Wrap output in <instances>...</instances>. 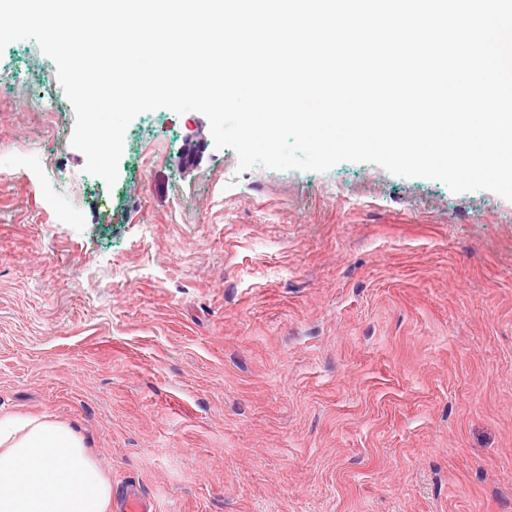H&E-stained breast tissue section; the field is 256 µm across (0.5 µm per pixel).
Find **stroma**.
<instances>
[{
    "instance_id": "obj_1",
    "label": "stroma",
    "mask_w": 512,
    "mask_h": 512,
    "mask_svg": "<svg viewBox=\"0 0 512 512\" xmlns=\"http://www.w3.org/2000/svg\"><path fill=\"white\" fill-rule=\"evenodd\" d=\"M37 42L0 52V418L156 512H512V201L238 168L134 118L114 186Z\"/></svg>"
}]
</instances>
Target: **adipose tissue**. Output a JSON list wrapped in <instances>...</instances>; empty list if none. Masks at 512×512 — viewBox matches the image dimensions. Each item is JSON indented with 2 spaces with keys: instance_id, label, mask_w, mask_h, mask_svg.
Here are the masks:
<instances>
[{
  "instance_id": "adipose-tissue-1",
  "label": "adipose tissue",
  "mask_w": 512,
  "mask_h": 512,
  "mask_svg": "<svg viewBox=\"0 0 512 512\" xmlns=\"http://www.w3.org/2000/svg\"><path fill=\"white\" fill-rule=\"evenodd\" d=\"M0 512H112V483L69 426L0 419Z\"/></svg>"
}]
</instances>
